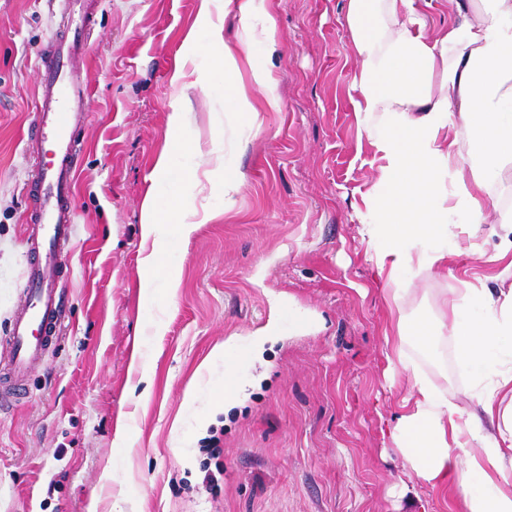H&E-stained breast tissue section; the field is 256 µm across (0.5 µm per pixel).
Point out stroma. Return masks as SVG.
<instances>
[{"label":"stroma","mask_w":512,"mask_h":512,"mask_svg":"<svg viewBox=\"0 0 512 512\" xmlns=\"http://www.w3.org/2000/svg\"><path fill=\"white\" fill-rule=\"evenodd\" d=\"M90 49L74 62L87 120L71 206L66 316L46 362L0 410V512H448L403 468L387 428L408 388L388 382L383 281L360 231L383 164L348 101L356 63L345 0H266L276 48L255 60L282 109L240 125L209 55L182 43L197 0H92ZM66 21L57 0H0V340L21 298L30 206L27 128L36 119V56ZM209 74L192 98L189 138L223 156L240 191L195 197L215 212L189 239L165 234L160 259L176 296L142 273L141 208L202 176L193 153L153 169L166 145L175 67ZM442 240L448 274L404 266L405 310L439 320L436 296L489 265L496 238ZM275 324L274 335L256 341ZM228 351L216 354L217 345ZM432 382L467 397L451 342L418 356ZM209 374L184 402L201 364ZM228 392L224 410L212 395ZM224 453L206 452L215 432ZM131 447L118 456L113 442ZM222 467L219 491L204 481ZM111 482H104V468Z\"/></svg>","instance_id":"stroma-1"}]
</instances>
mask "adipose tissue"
Here are the masks:
<instances>
[{
  "instance_id": "1",
  "label": "adipose tissue",
  "mask_w": 512,
  "mask_h": 512,
  "mask_svg": "<svg viewBox=\"0 0 512 512\" xmlns=\"http://www.w3.org/2000/svg\"><path fill=\"white\" fill-rule=\"evenodd\" d=\"M216 1L198 0V26L184 33L183 42L201 49L199 32L207 30L225 94L252 124L259 111H280L282 99L271 73L246 48L257 40L276 45L278 33L272 24L255 23L264 0H220L241 24L237 47L225 45ZM448 9L453 19L434 32L416 0H346L345 25L357 62L349 102L360 132L384 161L377 181L381 216L361 235L387 284L386 371L409 381L401 412L389 426L404 468L450 494V512H512V348L503 346L512 340V287L493 292L464 286L444 302L442 318L433 324L410 319L405 291L394 285L397 272L414 259L434 274L447 273L452 254L428 243L454 235L448 222L454 198L469 200L472 223H487L489 186L512 164V0H473L469 9L448 0ZM245 67L247 82L241 78ZM206 83L201 75L189 79L180 67L170 78L169 136L154 168L166 171L188 149L201 154L207 171L167 205L145 199L140 235L150 247L138 263L149 275L160 272L163 228L187 238L213 220L212 211L196 208L194 196L211 188L229 197L241 188L239 179L224 174L221 155L201 153L198 142L185 136L190 96ZM446 171L454 176V189L442 183ZM445 333L456 362L476 382L465 406L454 391L436 388L413 357L430 352Z\"/></svg>"
}]
</instances>
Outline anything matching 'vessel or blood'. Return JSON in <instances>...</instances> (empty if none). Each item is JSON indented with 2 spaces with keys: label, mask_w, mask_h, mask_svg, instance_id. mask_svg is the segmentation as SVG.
Masks as SVG:
<instances>
[{
  "label": "vessel or blood",
  "mask_w": 512,
  "mask_h": 512,
  "mask_svg": "<svg viewBox=\"0 0 512 512\" xmlns=\"http://www.w3.org/2000/svg\"><path fill=\"white\" fill-rule=\"evenodd\" d=\"M69 3L78 17L71 36L52 39L37 58L41 73L37 118L27 131V147L35 156L27 220L35 232L27 241L30 261L20 309L6 339L9 357L4 366L6 376L16 380L44 363L64 313L58 286L66 270L63 256L73 235L70 201L80 165L74 136L82 119L74 107L79 93L71 65L89 48L90 23L87 0ZM48 151L53 154L49 160L44 157Z\"/></svg>",
  "instance_id": "obj_1"
}]
</instances>
